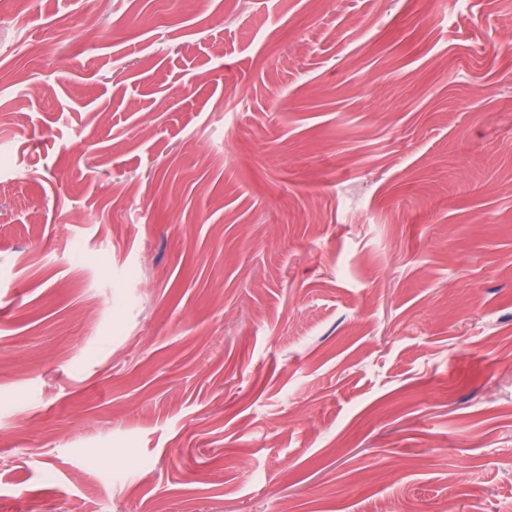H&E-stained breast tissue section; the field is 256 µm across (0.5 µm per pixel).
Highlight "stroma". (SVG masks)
Returning <instances> with one entry per match:
<instances>
[{
  "label": "stroma",
  "mask_w": 512,
  "mask_h": 512,
  "mask_svg": "<svg viewBox=\"0 0 512 512\" xmlns=\"http://www.w3.org/2000/svg\"><path fill=\"white\" fill-rule=\"evenodd\" d=\"M512 0L0 17V512H512Z\"/></svg>",
  "instance_id": "obj_1"
}]
</instances>
